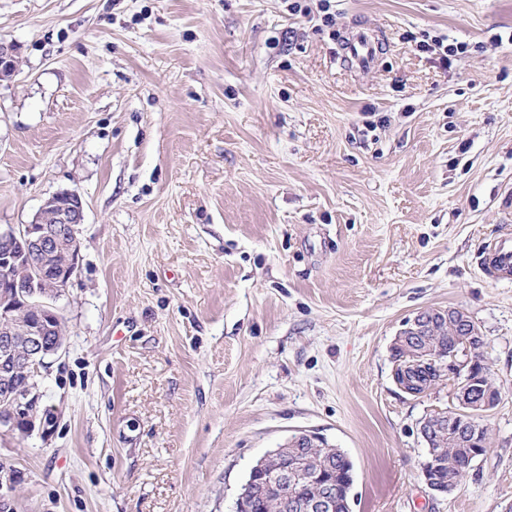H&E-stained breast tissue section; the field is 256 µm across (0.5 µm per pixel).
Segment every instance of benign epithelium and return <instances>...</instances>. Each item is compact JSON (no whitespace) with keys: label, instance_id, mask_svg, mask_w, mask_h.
Returning a JSON list of instances; mask_svg holds the SVG:
<instances>
[{"label":"benign epithelium","instance_id":"obj_1","mask_svg":"<svg viewBox=\"0 0 512 512\" xmlns=\"http://www.w3.org/2000/svg\"><path fill=\"white\" fill-rule=\"evenodd\" d=\"M14 52V45L0 41V72H14ZM83 221V198L75 191L61 190L43 201L30 223L0 230V433L18 431L27 435L38 431L46 436L55 424L51 410L41 406L39 377L45 359L63 347L62 321L55 302L78 270V235ZM30 312L46 320L44 326L34 327L27 322ZM449 316L448 311L439 309L419 312L395 336L392 349H404L410 337L448 324ZM468 330L460 337L451 358L433 351L431 362L453 367L455 418L469 425L479 438L485 430L480 418L494 409L499 395L488 391L479 397L473 392L484 387L485 372L476 371V353L484 336L472 320ZM19 376L24 377L25 385H17ZM434 469L432 459L423 464L427 487L442 495L452 494L458 483L438 485L433 478ZM303 477L304 472L295 466L267 470L261 464L255 465L238 494V509H247V491L256 483L275 488L298 483ZM21 481L22 474L17 469H0V512H15L14 492ZM273 503L276 512H333L336 498L330 489L314 500L291 494L278 496Z\"/></svg>","mask_w":512,"mask_h":512}]
</instances>
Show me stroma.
<instances>
[{
	"mask_svg": "<svg viewBox=\"0 0 512 512\" xmlns=\"http://www.w3.org/2000/svg\"><path fill=\"white\" fill-rule=\"evenodd\" d=\"M300 4L0 0V229L85 202L39 381L58 419L0 435L17 512H236L304 430L352 461L350 512L512 507V278L478 265L512 226V0ZM448 308L500 400L441 496L419 427L454 376L405 392L391 344ZM377 51L378 44L364 31L354 34L345 46L348 61L359 70L368 69L374 64Z\"/></svg>",
	"mask_w": 512,
	"mask_h": 512,
	"instance_id": "1",
	"label": "stroma"
}]
</instances>
